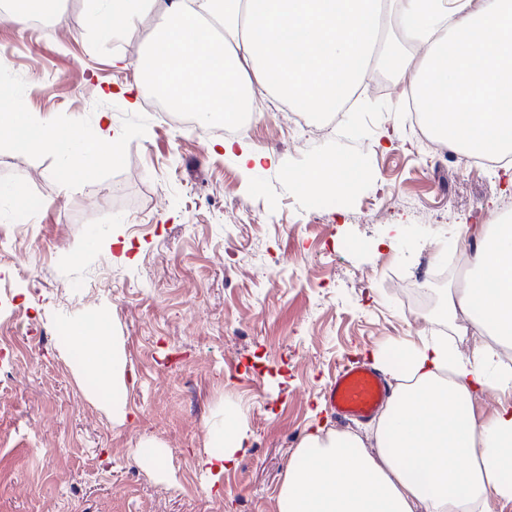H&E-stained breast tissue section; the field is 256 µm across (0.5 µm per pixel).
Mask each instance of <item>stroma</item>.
<instances>
[{"label":"stroma","mask_w":512,"mask_h":512,"mask_svg":"<svg viewBox=\"0 0 512 512\" xmlns=\"http://www.w3.org/2000/svg\"><path fill=\"white\" fill-rule=\"evenodd\" d=\"M66 27L0 19V80L26 111L97 127L108 113L120 159L65 187L56 151L0 146V512H275L293 453L314 423L358 429L324 398L346 359L423 337H454L414 291L439 269L459 288L470 243L512 202V168L452 161L417 138L397 78L365 81L334 121L289 128L282 101L251 97L242 135L271 162L225 156L222 123L174 126L139 91L113 94L143 63L147 26L99 38L89 0H59ZM361 158L340 198L304 193L318 157ZM392 247L376 243L391 228ZM106 320L126 359L127 418H112L63 352L66 327ZM250 444L206 490L198 461L228 416ZM155 441L165 470L142 464Z\"/></svg>","instance_id":"1"}]
</instances>
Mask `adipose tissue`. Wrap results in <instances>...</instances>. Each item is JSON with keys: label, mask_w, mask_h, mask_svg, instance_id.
I'll return each mask as SVG.
<instances>
[{"label": "adipose tissue", "mask_w": 512, "mask_h": 512, "mask_svg": "<svg viewBox=\"0 0 512 512\" xmlns=\"http://www.w3.org/2000/svg\"><path fill=\"white\" fill-rule=\"evenodd\" d=\"M391 12L419 52L400 70L433 137L466 157L512 156V0H93L90 25L110 38L149 23L146 59L171 104L202 120L238 123L254 86L308 112H331L363 83ZM224 27L213 32L214 24ZM6 145L22 153L61 150L66 170L85 174L116 162L107 116L94 134L0 101ZM359 159L327 155L300 177L310 193L342 195ZM455 335L477 330L472 353L444 339H421L381 360L398 383L373 432L317 427L284 474L276 512H485L490 497L512 501V374H494L512 349V222L484 225L467 261L463 289L444 310ZM64 350L90 391L126 417L122 357L105 328L66 330ZM501 393L479 424L475 403ZM249 436L235 418L209 433L201 468L233 466Z\"/></svg>", "instance_id": "adipose-tissue-1"}]
</instances>
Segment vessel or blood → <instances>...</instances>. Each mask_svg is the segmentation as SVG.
I'll use <instances>...</instances> for the list:
<instances>
[{
    "label": "vessel or blood",
    "instance_id": "obj_1",
    "mask_svg": "<svg viewBox=\"0 0 512 512\" xmlns=\"http://www.w3.org/2000/svg\"><path fill=\"white\" fill-rule=\"evenodd\" d=\"M326 396L337 415L346 418L372 417L388 398L387 384L372 364L356 361L343 365Z\"/></svg>",
    "mask_w": 512,
    "mask_h": 512
}]
</instances>
